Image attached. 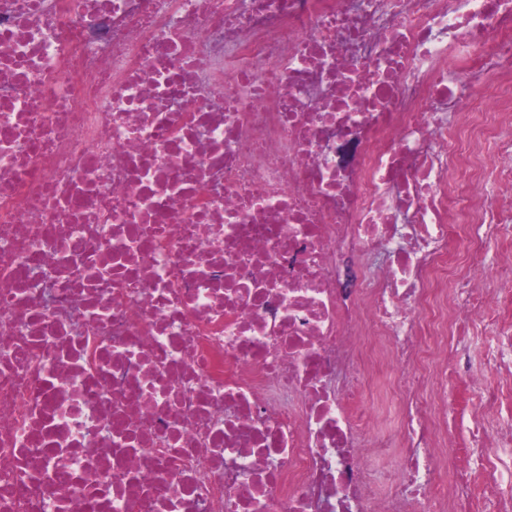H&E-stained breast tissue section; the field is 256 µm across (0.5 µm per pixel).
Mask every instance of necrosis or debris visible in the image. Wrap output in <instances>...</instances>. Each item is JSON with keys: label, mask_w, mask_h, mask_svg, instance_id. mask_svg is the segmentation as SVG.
Returning <instances> with one entry per match:
<instances>
[{"label": "necrosis or debris", "mask_w": 512, "mask_h": 512, "mask_svg": "<svg viewBox=\"0 0 512 512\" xmlns=\"http://www.w3.org/2000/svg\"><path fill=\"white\" fill-rule=\"evenodd\" d=\"M493 239L512 0H0V512H512ZM478 333V338L475 337V341L471 349L469 374L473 376H479L488 385H495L497 381L496 377L490 370L485 368L480 351V343L486 338V336L480 335V328H478ZM448 380V406L451 415L456 418V422L451 420L449 422L452 425L457 424V428H460V417L462 413L470 412L474 399L464 380L455 378H449Z\"/></svg>", "instance_id": "obj_1"}]
</instances>
